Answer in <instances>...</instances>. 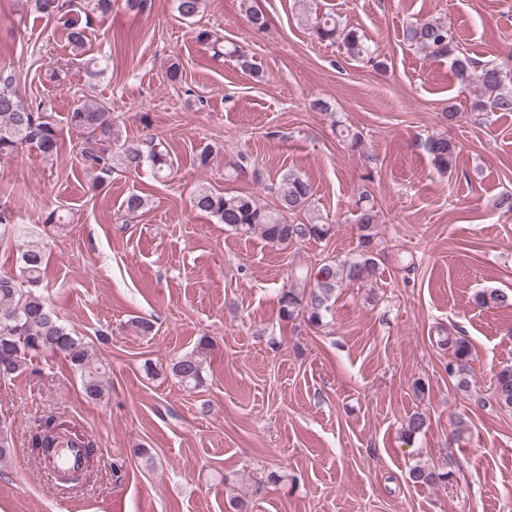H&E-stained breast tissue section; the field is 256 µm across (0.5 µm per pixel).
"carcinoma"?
Returning a JSON list of instances; mask_svg holds the SVG:
<instances>
[{
	"label": "carcinoma",
	"instance_id": "1",
	"mask_svg": "<svg viewBox=\"0 0 512 512\" xmlns=\"http://www.w3.org/2000/svg\"><path fill=\"white\" fill-rule=\"evenodd\" d=\"M35 10L48 19L62 18L65 8L75 7L86 14L102 16L112 9V0H31ZM175 11L180 19L190 21L201 12L203 0H174ZM242 8L252 27L261 30L267 26L266 16L260 10L242 0ZM67 37L72 48L85 47L86 29L74 21L66 20ZM313 30L321 41L342 44L345 54L353 59L368 61L376 68L385 66L375 60L373 51L364 35L346 29L336 17L326 15L313 22ZM196 38L208 42L216 57L235 56L240 66L254 77L262 72L254 68L245 56L236 50L224 49V41L212 37L206 30L197 32ZM404 38L411 44L429 52L432 56L446 57L460 83L468 85L475 81L480 92L470 106V112L484 116L490 112H512V77L500 67L481 64L456 48L449 35L448 22L440 17L416 21L404 30ZM70 126L84 135L80 153L85 165L104 175L114 169L137 171L148 165L158 179L166 177L172 161L167 150L155 147L154 138L142 142H128L121 145L120 152L112 156L98 148V142L112 140V112L98 102H81L68 113ZM59 133L46 116L33 110L13 87L11 76H0V158L11 157L25 146L35 147L45 156L58 152ZM425 147L432 157L436 170L446 174L456 165L458 148L445 137H431ZM275 202L270 206L258 203L247 194H218L201 189L191 200L192 207L207 212L229 230L240 234H258L270 246L279 250L305 239L322 240L330 236L333 225L320 214L311 212L314 188L300 172L288 169L281 173L270 187ZM148 206L147 198L137 193L129 194L122 202L124 211L137 214ZM357 207L358 227L361 231L360 249L357 252L320 263L316 266L299 265L290 269L288 287L282 289L279 297V312L282 319H296L319 329L330 310V301L336 289L345 285H363L376 276L378 251L374 246L377 212L374 197L369 191L360 194ZM303 212L309 213L305 222H295L292 217ZM45 278V247L32 241L20 252L16 269L12 273L0 274V363L8 362V374L14 375L26 367L34 355L50 354L63 356L70 365L80 372L82 388L87 398L101 399L108 385L107 371L102 365L92 362L91 353L83 337L77 336L60 323L50 310L43 294ZM479 305L512 306V293L494 289L476 295ZM448 346V376L455 379L460 391L469 388L468 363L471 356L469 341L463 336L448 335L441 340ZM209 340L205 337L198 342L197 349L177 357L169 364L170 372L189 389L202 386V364ZM494 398L498 405L512 408V366L504 367L495 375ZM427 426L426 416L415 412L405 423L408 436L419 434ZM58 440L54 419L49 417L39 425L30 438V445L50 448ZM449 473L420 465L409 472L414 484L438 486L448 483Z\"/></svg>",
	"mask_w": 512,
	"mask_h": 512
}]
</instances>
